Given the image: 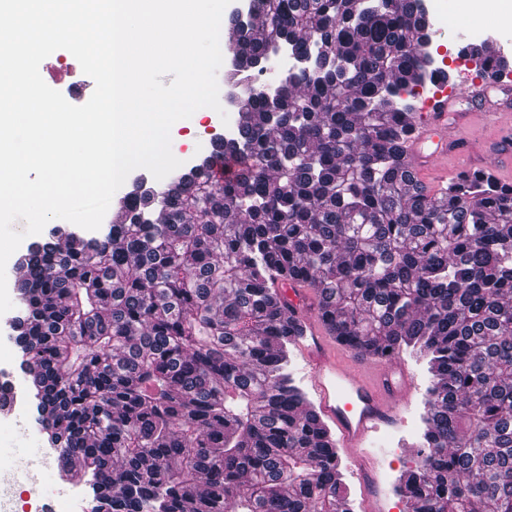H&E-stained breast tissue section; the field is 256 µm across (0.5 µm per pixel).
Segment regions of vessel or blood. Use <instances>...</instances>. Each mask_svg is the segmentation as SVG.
<instances>
[{
  "label": "vessel or blood",
  "mask_w": 512,
  "mask_h": 512,
  "mask_svg": "<svg viewBox=\"0 0 512 512\" xmlns=\"http://www.w3.org/2000/svg\"><path fill=\"white\" fill-rule=\"evenodd\" d=\"M490 91L478 84L467 94L471 118L482 124L493 112L496 126H512V100L492 99ZM459 100L445 93L435 96L428 112L410 124L401 160L423 183L447 181L449 161L461 156L453 145L463 135L449 121ZM279 286L290 323L302 330L296 345L304 355L319 416L332 425L336 446L357 450L380 429L397 425L410 388L404 368L388 355L357 353L334 335L329 315L294 281L284 277Z\"/></svg>",
  "instance_id": "vessel-or-blood-1"
}]
</instances>
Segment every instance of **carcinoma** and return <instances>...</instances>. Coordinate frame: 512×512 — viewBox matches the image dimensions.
I'll return each mask as SVG.
<instances>
[{
	"label": "carcinoma",
	"mask_w": 512,
	"mask_h": 512,
	"mask_svg": "<svg viewBox=\"0 0 512 512\" xmlns=\"http://www.w3.org/2000/svg\"><path fill=\"white\" fill-rule=\"evenodd\" d=\"M356 2L253 0L235 137L100 236L58 225L20 258L24 388L90 512H352L289 373L285 271L351 347L427 360L425 451L396 484L413 512H512V187L476 170L430 197L401 171L419 90L450 73L423 0Z\"/></svg>",
	"instance_id": "1"
}]
</instances>
